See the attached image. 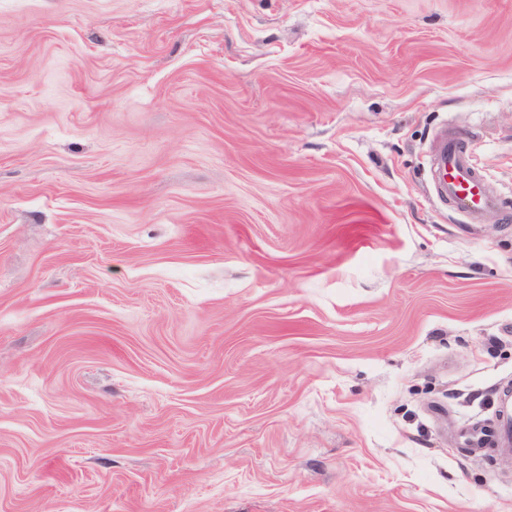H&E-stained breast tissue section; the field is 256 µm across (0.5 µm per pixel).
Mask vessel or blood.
Returning a JSON list of instances; mask_svg holds the SVG:
<instances>
[{"mask_svg":"<svg viewBox=\"0 0 512 512\" xmlns=\"http://www.w3.org/2000/svg\"><path fill=\"white\" fill-rule=\"evenodd\" d=\"M439 183L449 201L467 215L497 207L484 176L474 165L462 137L454 130L444 132L436 158Z\"/></svg>","mask_w":512,"mask_h":512,"instance_id":"obj_1","label":"vessel or blood"}]
</instances>
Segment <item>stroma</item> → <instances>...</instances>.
<instances>
[{"label":"stroma","mask_w":512,"mask_h":512,"mask_svg":"<svg viewBox=\"0 0 512 512\" xmlns=\"http://www.w3.org/2000/svg\"><path fill=\"white\" fill-rule=\"evenodd\" d=\"M511 401L512 0H0V512H512ZM439 183L448 200L467 216L498 206L484 176L474 165L463 138L454 130L444 132L436 158Z\"/></svg>","instance_id":"stroma-1"}]
</instances>
